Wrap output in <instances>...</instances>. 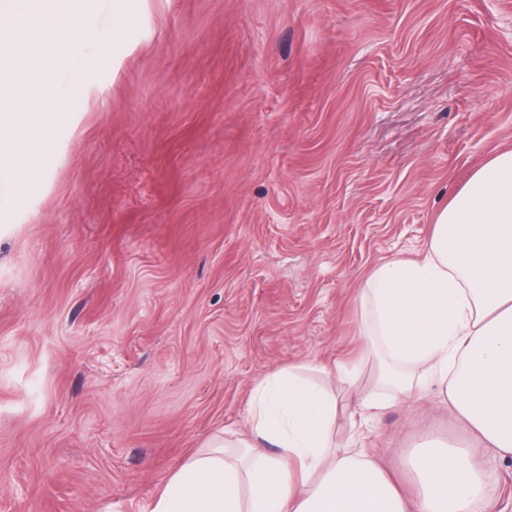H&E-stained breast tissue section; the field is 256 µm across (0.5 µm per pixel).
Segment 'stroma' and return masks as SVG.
Returning a JSON list of instances; mask_svg holds the SVG:
<instances>
[{"label": "stroma", "instance_id": "stroma-1", "mask_svg": "<svg viewBox=\"0 0 512 512\" xmlns=\"http://www.w3.org/2000/svg\"><path fill=\"white\" fill-rule=\"evenodd\" d=\"M75 129L0 198V512H147L290 365L366 385L360 293L512 148V0H149ZM436 434L495 456L433 384L360 428L405 485Z\"/></svg>", "mask_w": 512, "mask_h": 512}]
</instances>
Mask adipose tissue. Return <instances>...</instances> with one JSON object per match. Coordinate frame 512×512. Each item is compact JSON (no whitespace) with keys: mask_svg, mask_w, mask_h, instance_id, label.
<instances>
[{"mask_svg":"<svg viewBox=\"0 0 512 512\" xmlns=\"http://www.w3.org/2000/svg\"><path fill=\"white\" fill-rule=\"evenodd\" d=\"M362 304L376 366L363 420L421 377L499 456L512 455V150L494 152L436 215L416 259L370 273ZM343 368L291 365L254 388L247 432L212 437L150 512H494L490 474L465 448L427 441L407 461L408 499L357 440L334 444Z\"/></svg>","mask_w":512,"mask_h":512,"instance_id":"obj_1","label":"adipose tissue"}]
</instances>
